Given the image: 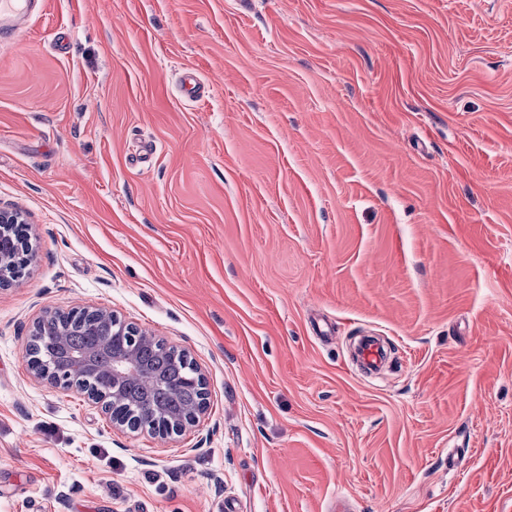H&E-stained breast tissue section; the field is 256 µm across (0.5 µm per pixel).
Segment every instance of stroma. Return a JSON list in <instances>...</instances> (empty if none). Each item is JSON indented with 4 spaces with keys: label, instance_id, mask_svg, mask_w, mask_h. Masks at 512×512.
I'll use <instances>...</instances> for the list:
<instances>
[{
    "label": "stroma",
    "instance_id": "stroma-1",
    "mask_svg": "<svg viewBox=\"0 0 512 512\" xmlns=\"http://www.w3.org/2000/svg\"><path fill=\"white\" fill-rule=\"evenodd\" d=\"M0 205V512H512V0H43ZM75 308L186 350L197 426L34 381ZM31 261V246L26 233L16 243L13 255L0 253V288L16 280L18 272L26 269ZM358 359L367 372L380 371L386 361L384 348L374 339L364 340L358 348Z\"/></svg>",
    "mask_w": 512,
    "mask_h": 512
}]
</instances>
